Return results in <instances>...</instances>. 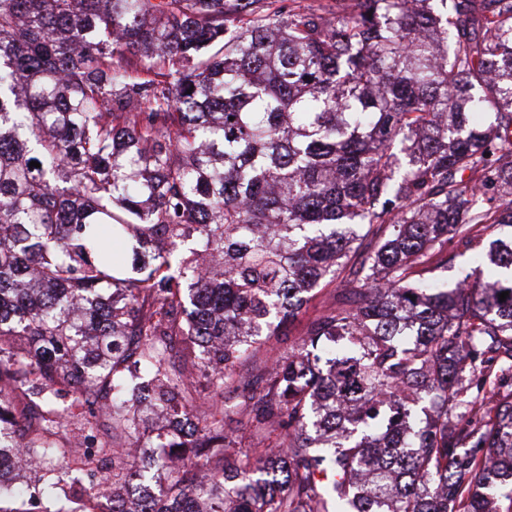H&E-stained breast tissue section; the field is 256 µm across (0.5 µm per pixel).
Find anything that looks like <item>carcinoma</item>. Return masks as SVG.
<instances>
[{"mask_svg":"<svg viewBox=\"0 0 512 512\" xmlns=\"http://www.w3.org/2000/svg\"><path fill=\"white\" fill-rule=\"evenodd\" d=\"M280 2L0 0V458L43 512L71 427L112 512H512V0ZM455 238L487 280L433 279ZM322 288L323 289L320 290L317 296L304 307L298 320L289 327L290 336H280V340L284 342L282 346L285 347L296 341L302 334L303 325L306 320L314 316L324 306L334 303L336 299L346 301L350 297V294L341 289L342 287H340L338 281L332 282Z\"/></svg>","mask_w":512,"mask_h":512,"instance_id":"carcinoma-1","label":"carcinoma"}]
</instances>
